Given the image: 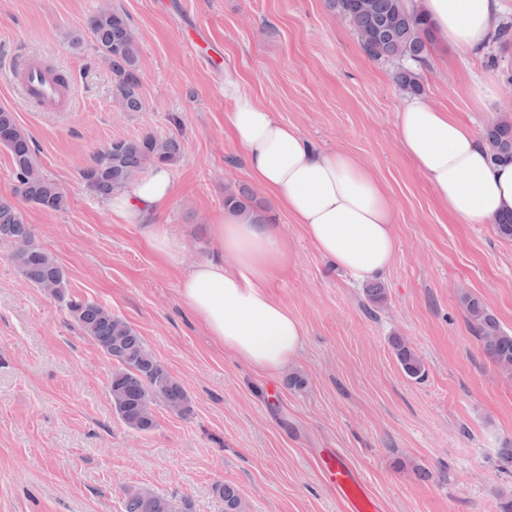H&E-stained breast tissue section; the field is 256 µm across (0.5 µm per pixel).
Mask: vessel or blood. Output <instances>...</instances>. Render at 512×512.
<instances>
[{
  "label": "vessel or blood",
  "instance_id": "b4317fda",
  "mask_svg": "<svg viewBox=\"0 0 512 512\" xmlns=\"http://www.w3.org/2000/svg\"><path fill=\"white\" fill-rule=\"evenodd\" d=\"M11 78L24 100L36 103L48 112H68L73 108L69 85L59 83L44 73L29 59L18 58ZM324 472L333 489L347 506V512H378L376 500L369 494L359 477L348 467L336 461L326 462Z\"/></svg>",
  "mask_w": 512,
  "mask_h": 512
}]
</instances>
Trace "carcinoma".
I'll use <instances>...</instances> for the list:
<instances>
[{"instance_id": "1", "label": "carcinoma", "mask_w": 512, "mask_h": 512, "mask_svg": "<svg viewBox=\"0 0 512 512\" xmlns=\"http://www.w3.org/2000/svg\"><path fill=\"white\" fill-rule=\"evenodd\" d=\"M326 7L344 16L349 24L367 32L375 43L364 42L367 55L377 61L398 62L396 81L405 89L421 92L418 73L402 65L413 59L425 63L432 43L429 26L408 0H326ZM96 50L112 71V94L124 112H141L145 107L140 92L139 42L127 18L104 8L88 22ZM483 138L495 162L512 161V122L489 124ZM0 147L7 150L17 185L15 196L47 211L67 205L63 188L48 178L37 164L31 138L13 112L0 108ZM183 146L176 136L118 138L98 152L79 171V181L89 194L110 199L131 180L157 164L173 167L181 160ZM224 206L267 219L263 203L247 188L228 193ZM0 243L12 246L11 261L31 285H55L53 295L64 303L70 318L113 361L109 393L119 420L128 428L148 432L155 427L153 405L160 403L192 412L190 398L181 383L146 347L141 336L108 307L69 294V282L56 259L34 239L31 227L16 202L0 197ZM470 329L480 341L489 361L501 372L512 373V332L504 329L487 304L478 296L462 297ZM391 346L405 374L418 379L425 373L417 351L394 336ZM213 491L224 500V512H244L245 505L236 487L217 484ZM124 512H191L188 501L176 508L172 499L148 488L124 489Z\"/></svg>"}]
</instances>
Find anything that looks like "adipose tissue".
Returning <instances> with one entry per match:
<instances>
[{
    "instance_id": "adipose-tissue-1",
    "label": "adipose tissue",
    "mask_w": 512,
    "mask_h": 512,
    "mask_svg": "<svg viewBox=\"0 0 512 512\" xmlns=\"http://www.w3.org/2000/svg\"><path fill=\"white\" fill-rule=\"evenodd\" d=\"M437 46L483 53L501 26L499 0H420ZM229 132L250 177L300 224L310 242L351 280L384 274L397 249L395 204L379 179L349 155L324 152L282 123L243 89L238 72L224 74ZM400 147L427 178L436 200L463 224H491L512 212V163L493 162L484 139L448 111L422 98L403 104ZM173 178L153 167L112 197V212L147 219L150 246L177 260L179 240L152 218L170 204ZM219 256L197 262L178 282L183 304L207 333L256 370L276 373L303 345L304 331L267 290L270 273L288 262V240L265 221L226 210L214 227Z\"/></svg>"
}]
</instances>
